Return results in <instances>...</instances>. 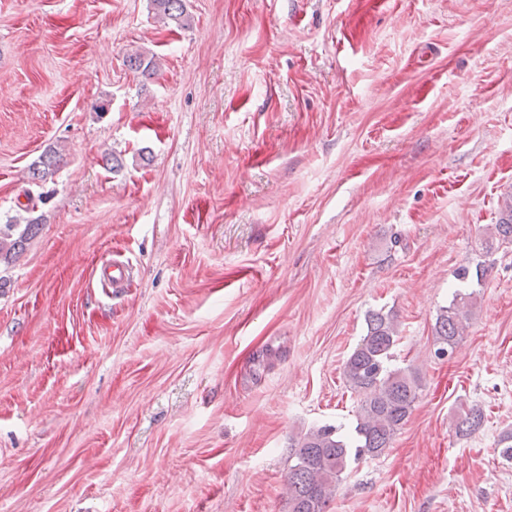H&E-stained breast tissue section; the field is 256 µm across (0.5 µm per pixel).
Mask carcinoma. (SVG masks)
Segmentation results:
<instances>
[{
    "label": "carcinoma",
    "mask_w": 512,
    "mask_h": 512,
    "mask_svg": "<svg viewBox=\"0 0 512 512\" xmlns=\"http://www.w3.org/2000/svg\"><path fill=\"white\" fill-rule=\"evenodd\" d=\"M155 15L180 27L190 25L184 0H151ZM127 65L143 75L158 68L155 57L143 52L127 56ZM62 154L49 150L29 168L33 180L53 174ZM39 231L35 219L19 225L0 224V262H16L29 240ZM512 242V203L494 225V232L483 241L491 251L494 241ZM472 294L456 291L450 304L437 315L434 332L436 351L454 352L469 326ZM366 334L349 353L344 377L349 389L360 397L353 431L344 435L333 426H321L307 432L291 444L294 464L287 476L290 512H326L327 505L352 460L379 456L390 447L394 437L408 422L418 399L419 383L407 370L393 366L394 348L399 340L396 320L391 314L370 311L366 315ZM484 422L483 412L474 407H460L457 431L469 435Z\"/></svg>",
    "instance_id": "cac0c4a2"
}]
</instances>
